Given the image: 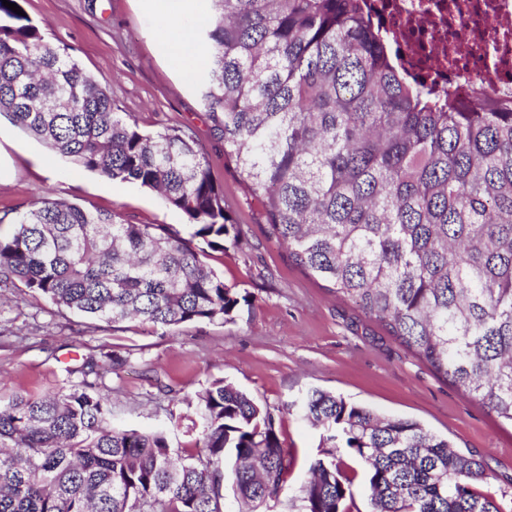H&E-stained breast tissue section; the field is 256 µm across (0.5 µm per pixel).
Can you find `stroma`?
<instances>
[{"label":"stroma","mask_w":512,"mask_h":512,"mask_svg":"<svg viewBox=\"0 0 512 512\" xmlns=\"http://www.w3.org/2000/svg\"><path fill=\"white\" fill-rule=\"evenodd\" d=\"M47 40L67 47L88 73L106 79L115 109L141 128L180 125L195 134L212 177L224 191L238 242L211 263L226 285L246 295L235 322L193 323L177 330L137 321L113 325L58 310L22 288L0 290V397H40L74 383L72 368L109 353L125 361L107 380L116 424L140 431L169 426L172 447L193 453L187 428L196 396L215 378L233 383L276 418L297 488L308 476L319 430L295 408L318 388L383 414L412 419L461 453L482 454L485 491L512 512V425L439 377L431 366L352 303L337 299L288 258L268 232L261 200L224 158L196 82L179 73L167 16L185 30L204 10L195 0H20ZM109 210L135 224H170L189 233L181 212L154 191L76 169L0 115V233L19 211L43 199Z\"/></svg>","instance_id":"1"}]
</instances>
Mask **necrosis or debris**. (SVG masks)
<instances>
[{"label": "necrosis or debris", "mask_w": 512, "mask_h": 512, "mask_svg": "<svg viewBox=\"0 0 512 512\" xmlns=\"http://www.w3.org/2000/svg\"><path fill=\"white\" fill-rule=\"evenodd\" d=\"M406 64L466 101L512 95V0H370Z\"/></svg>", "instance_id": "4bbe7bcc"}]
</instances>
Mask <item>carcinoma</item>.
<instances>
[{
	"instance_id": "obj_1",
	"label": "carcinoma",
	"mask_w": 512,
	"mask_h": 512,
	"mask_svg": "<svg viewBox=\"0 0 512 512\" xmlns=\"http://www.w3.org/2000/svg\"><path fill=\"white\" fill-rule=\"evenodd\" d=\"M204 106L224 158L264 201L270 235L324 288L382 324L442 378L512 424V97L460 102L402 67L363 0H205ZM56 154L157 192L192 232L41 199L0 236V283L59 309L174 330L235 321L248 297L209 251L238 238L188 127L142 131L107 81L0 3V114ZM124 364L90 356L80 380L0 400V512H269L288 455L272 412L214 379L197 396L203 452L169 428L116 426L102 394ZM321 431L298 512H349L365 464L369 512H502L485 462L420 423L321 389Z\"/></svg>"
}]
</instances>
